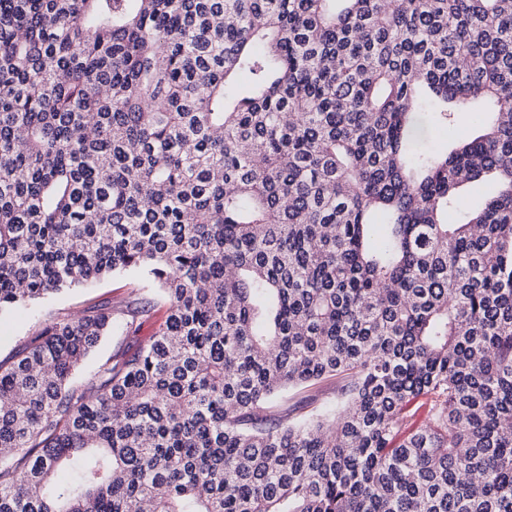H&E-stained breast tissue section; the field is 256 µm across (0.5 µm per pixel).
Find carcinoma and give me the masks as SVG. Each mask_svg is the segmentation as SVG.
Masks as SVG:
<instances>
[{"label":"carcinoma","mask_w":512,"mask_h":512,"mask_svg":"<svg viewBox=\"0 0 512 512\" xmlns=\"http://www.w3.org/2000/svg\"><path fill=\"white\" fill-rule=\"evenodd\" d=\"M122 271L148 341L0 361V512H512V0H0V312ZM131 341V339L112 333L110 336H105L98 343L94 351L89 355L81 368L75 373L73 382L80 384L86 381L90 375L97 369L111 353L122 344ZM336 379L327 380L317 387L310 389H290L280 394L274 405L276 410L286 415L292 411H303L313 408H324L336 399Z\"/></svg>","instance_id":"obj_1"}]
</instances>
